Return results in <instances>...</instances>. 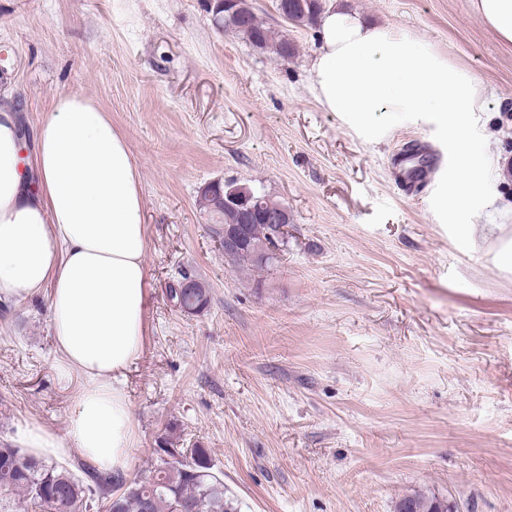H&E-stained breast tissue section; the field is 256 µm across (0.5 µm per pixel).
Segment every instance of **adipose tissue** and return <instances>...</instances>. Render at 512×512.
<instances>
[{
	"label": "adipose tissue",
	"instance_id": "ef3b65f1",
	"mask_svg": "<svg viewBox=\"0 0 512 512\" xmlns=\"http://www.w3.org/2000/svg\"><path fill=\"white\" fill-rule=\"evenodd\" d=\"M311 84L326 111L355 125L373 112L432 114L455 163L443 207L452 215L481 196L490 156L468 128L483 89L426 42L329 8ZM17 111L12 95L0 98V302L48 293L59 369L82 385L64 434L31 420L12 444L124 473L135 442L124 377L150 334L141 173L92 97L57 94L30 160Z\"/></svg>",
	"mask_w": 512,
	"mask_h": 512
}]
</instances>
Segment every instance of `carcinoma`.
I'll return each mask as SVG.
<instances>
[{
  "label": "carcinoma",
  "instance_id": "cac0c4a2",
  "mask_svg": "<svg viewBox=\"0 0 512 512\" xmlns=\"http://www.w3.org/2000/svg\"><path fill=\"white\" fill-rule=\"evenodd\" d=\"M319 0L293 3L288 12L296 25L315 23L320 12ZM224 28L242 35L253 45L270 47L280 58L295 45L275 33L254 12L248 10L240 18L224 19ZM247 244L271 243L284 236L277 224L257 220L247 226ZM174 304L203 312L209 302L205 285L188 292L168 288ZM14 498L0 501V512H91L101 501H112L115 512H174V502L181 512H240L239 500L231 494L224 480L214 470L208 449L198 445L190 448L187 461L154 460L135 476L112 474L79 461L70 466L46 463L26 454L9 443L0 444V486ZM455 504L433 494L418 492L402 498L396 512H452Z\"/></svg>",
  "mask_w": 512,
  "mask_h": 512
}]
</instances>
